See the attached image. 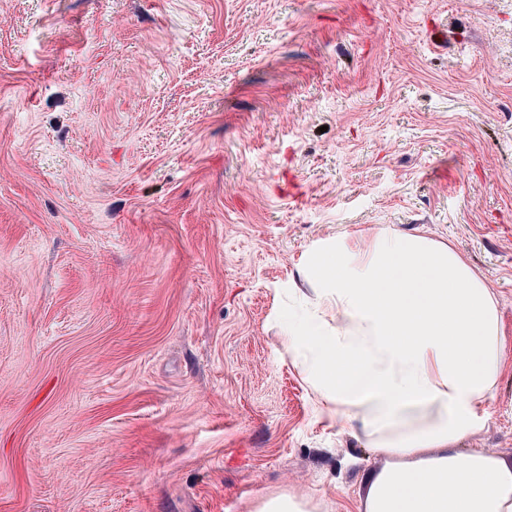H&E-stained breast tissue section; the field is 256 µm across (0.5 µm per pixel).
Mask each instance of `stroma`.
<instances>
[{
    "label": "stroma",
    "mask_w": 512,
    "mask_h": 512,
    "mask_svg": "<svg viewBox=\"0 0 512 512\" xmlns=\"http://www.w3.org/2000/svg\"><path fill=\"white\" fill-rule=\"evenodd\" d=\"M385 227L493 288L512 461V0H0V512H364L275 304ZM309 502L291 494H274L265 498L257 512H311L315 508Z\"/></svg>",
    "instance_id": "35a3bbf8"
}]
</instances>
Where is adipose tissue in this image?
Listing matches in <instances>:
<instances>
[{
	"label": "adipose tissue",
	"mask_w": 512,
	"mask_h": 512,
	"mask_svg": "<svg viewBox=\"0 0 512 512\" xmlns=\"http://www.w3.org/2000/svg\"><path fill=\"white\" fill-rule=\"evenodd\" d=\"M286 350L329 422L388 457L364 512H512V463L461 442L501 375L496 296L451 245L382 228L305 251Z\"/></svg>",
	"instance_id": "1"
}]
</instances>
